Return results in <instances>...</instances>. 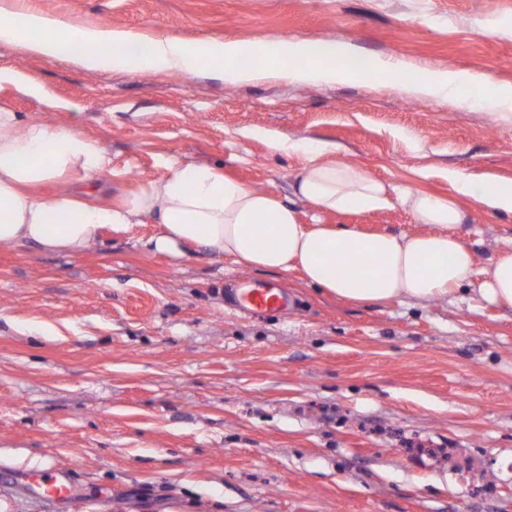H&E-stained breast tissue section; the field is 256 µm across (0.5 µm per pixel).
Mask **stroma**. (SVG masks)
<instances>
[{"instance_id": "1", "label": "stroma", "mask_w": 512, "mask_h": 512, "mask_svg": "<svg viewBox=\"0 0 512 512\" xmlns=\"http://www.w3.org/2000/svg\"><path fill=\"white\" fill-rule=\"evenodd\" d=\"M77 23L187 41L338 42L411 75L451 66L512 84V0H25ZM0 105L77 123L111 155V196L168 162L218 165L314 209L295 184L316 140L388 186L457 198L480 283L512 215L479 186L512 180V121L478 97L418 99L395 78L233 85L211 74L86 71L0 45ZM475 192L458 195L450 173ZM421 232L402 206L326 214ZM155 225L79 254L0 243V470L67 469L58 512H512V311L471 289L350 304L296 272L145 248ZM284 288L285 316L226 311L224 284ZM271 145L280 151L287 152H301L307 155L310 154H323L327 151L326 147L316 145L307 140H290L288 138L277 137L271 140Z\"/></svg>"}]
</instances>
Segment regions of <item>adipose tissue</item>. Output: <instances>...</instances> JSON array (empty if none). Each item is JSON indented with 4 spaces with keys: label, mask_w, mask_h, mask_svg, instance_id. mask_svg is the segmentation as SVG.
Returning <instances> with one entry per match:
<instances>
[{
    "label": "adipose tissue",
    "mask_w": 512,
    "mask_h": 512,
    "mask_svg": "<svg viewBox=\"0 0 512 512\" xmlns=\"http://www.w3.org/2000/svg\"><path fill=\"white\" fill-rule=\"evenodd\" d=\"M0 43L46 60L67 56L88 71L209 72L231 84H333L388 76L398 68L390 59L360 66L358 50L346 44L187 42L163 33L79 25L33 11L20 0H0ZM487 81L482 73L428 68L405 90L440 100L461 85ZM272 145L310 155L297 192L318 212L374 211L395 199L416 223L431 225V232L393 235L369 233L355 224H303L291 205L225 176L221 168L176 159L169 161L164 178L138 186L120 202H102L89 187L111 173L112 158L96 140L78 127L27 121L0 106V243L78 254L97 243L104 229L150 222L156 226L149 239L154 250L180 257L189 247L248 270H298L307 284L352 303L427 301L469 284L474 254L456 233L467 214L455 198L408 187L387 190L362 168L318 161L323 146L307 140L278 137ZM66 177L83 184V192H40V185ZM478 292L512 310L511 249L495 255Z\"/></svg>",
    "instance_id": "ef3b65f1"
}]
</instances>
